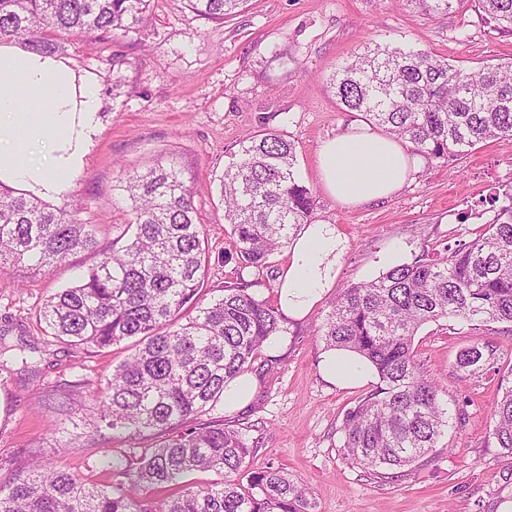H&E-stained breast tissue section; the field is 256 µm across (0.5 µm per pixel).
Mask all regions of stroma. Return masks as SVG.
<instances>
[{
	"label": "stroma",
	"instance_id": "35a3bbf8",
	"mask_svg": "<svg viewBox=\"0 0 512 512\" xmlns=\"http://www.w3.org/2000/svg\"><path fill=\"white\" fill-rule=\"evenodd\" d=\"M433 52L470 69L512 61V32L494 28L475 0L444 17L425 15L416 0H247L234 16L212 21L185 0H152L138 30L67 38L63 55L98 78L100 129L75 181L82 219L112 225L131 219L116 186L121 170L172 161L182 170L204 226L212 260L205 287L232 278L230 246L218 178L243 142L276 130L297 145V168L312 191L314 224L336 225L348 240L337 289L369 281L411 261L422 248L455 247L484 223L480 200L512 186V136L475 146L451 161L416 155L413 179L387 200L347 208L319 180L317 155L334 135L361 123L341 111L329 86L335 70L371 42ZM472 211L468 221L461 212ZM99 254L79 252L36 273L0 274V338L32 347L36 374L21 363L0 374V459L36 457L94 483L110 479L107 459L138 455L147 439L102 437L94 397L127 352L94 354L48 342L39 311L51 294L95 266ZM321 304L289 320L277 339L274 368L256 379L251 399L224 417L246 414L254 428V462L287 471L308 485L317 512H497L512 499V456L489 440L490 412L501 381L512 378V326L495 332L451 330L428 323L414 348L421 369L442 387L451 415L434 452L399 478L376 477L351 464L343 450L347 410L367 387L339 388L319 372L325 346ZM489 340L494 356L469 380L455 370L459 352ZM83 380L80 389L67 385Z\"/></svg>",
	"mask_w": 512,
	"mask_h": 512
}]
</instances>
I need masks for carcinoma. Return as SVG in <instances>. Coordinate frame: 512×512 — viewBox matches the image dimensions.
I'll list each match as a JSON object with an SVG mask.
<instances>
[{"label": "carcinoma", "mask_w": 512, "mask_h": 512, "mask_svg": "<svg viewBox=\"0 0 512 512\" xmlns=\"http://www.w3.org/2000/svg\"><path fill=\"white\" fill-rule=\"evenodd\" d=\"M428 15H446L465 0H416ZM489 21L512 32V0H476ZM246 0H188L199 15L222 20ZM151 0H0V38L34 51L63 49L61 34L128 33ZM337 103L436 159L512 136V62L471 71L424 50L376 43L330 78ZM295 142L264 132L240 149L219 177L224 223L236 268L220 294L203 291L210 262L189 186L172 163L122 170L119 187L133 221L112 249L97 224L73 204L55 206L0 192V271H39L80 251L98 264L52 294L39 312L44 331L88 352L124 343L128 356L105 379L95 401L103 428L159 442L139 458L112 462L113 481L99 486L62 465L0 459V512H317L307 485L268 464L250 463L253 424L200 418L224 404V388L255 369L264 345L284 332L285 317L253 291L257 272L308 223L313 199L296 173ZM504 204H499V200ZM493 213L475 237L445 253L422 250L412 262L352 283L330 305L321 339L347 348L375 369L379 386L348 409L345 454L364 472L402 469L428 456L448 428L439 385L417 363L421 326L452 320L473 330L512 325V191L484 199ZM489 341L460 351L461 377L494 355ZM489 436L512 455V386L490 413ZM212 472L195 486L188 477Z\"/></svg>", "instance_id": "cac0c4a2"}]
</instances>
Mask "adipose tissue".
<instances>
[{
	"label": "adipose tissue",
	"instance_id": "ef3b65f1",
	"mask_svg": "<svg viewBox=\"0 0 512 512\" xmlns=\"http://www.w3.org/2000/svg\"><path fill=\"white\" fill-rule=\"evenodd\" d=\"M96 78L59 55L0 39V185L53 201L69 194L99 131ZM411 156L398 139L356 125L326 140L318 155L323 187L357 207L390 198L407 182ZM347 239L333 224H307L290 244L278 276V308L299 318L336 285ZM323 377L348 387L369 382L373 368L344 350L320 359Z\"/></svg>",
	"mask_w": 512,
	"mask_h": 512
}]
</instances>
